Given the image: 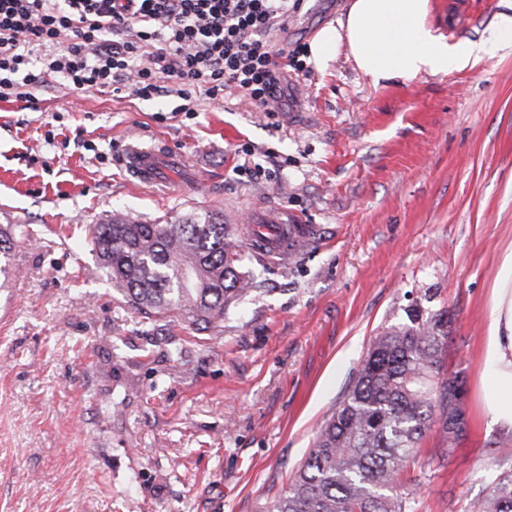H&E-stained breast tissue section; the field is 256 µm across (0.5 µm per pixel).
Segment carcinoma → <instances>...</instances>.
Instances as JSON below:
<instances>
[{
  "label": "carcinoma",
  "instance_id": "carcinoma-1",
  "mask_svg": "<svg viewBox=\"0 0 512 512\" xmlns=\"http://www.w3.org/2000/svg\"><path fill=\"white\" fill-rule=\"evenodd\" d=\"M21 228H0V276ZM112 287L149 323L181 320L219 335L224 311L252 289L241 271L240 227L224 215L195 213L167 224H143L114 212L90 229ZM373 337L353 386L320 427L313 448L268 512H417L412 490L393 492L418 463L419 444L435 422L444 442L463 431L451 407L459 379L440 376L448 311ZM478 512H512V471L492 483Z\"/></svg>",
  "mask_w": 512,
  "mask_h": 512
}]
</instances>
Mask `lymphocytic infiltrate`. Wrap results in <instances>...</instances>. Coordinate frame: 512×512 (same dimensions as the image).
Instances as JSON below:
<instances>
[{"instance_id":"obj_1","label":"lymphocytic infiltrate","mask_w":512,"mask_h":512,"mask_svg":"<svg viewBox=\"0 0 512 512\" xmlns=\"http://www.w3.org/2000/svg\"><path fill=\"white\" fill-rule=\"evenodd\" d=\"M299 0H0V101L36 88L142 100L235 95L264 112L280 101L300 50L269 38Z\"/></svg>"}]
</instances>
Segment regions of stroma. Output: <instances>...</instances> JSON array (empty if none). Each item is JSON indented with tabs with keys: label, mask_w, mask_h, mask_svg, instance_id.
Here are the masks:
<instances>
[{
	"label": "stroma",
	"mask_w": 512,
	"mask_h": 512,
	"mask_svg": "<svg viewBox=\"0 0 512 512\" xmlns=\"http://www.w3.org/2000/svg\"><path fill=\"white\" fill-rule=\"evenodd\" d=\"M350 0H301L276 48L308 51ZM503 0H431L436 35L483 42L445 75L373 82L342 48L288 71L280 108L37 89L0 101V225L26 233L0 288V512H265L353 384L373 336L407 312L449 314L443 377L464 381L466 428L447 465L410 466L418 512H477L512 469V431L478 408L486 306L512 248V43ZM172 149L164 187L121 164ZM279 208L306 242L251 259L252 291L213 338L144 323L88 246L120 210L165 223ZM185 347L166 356L170 337Z\"/></svg>",
	"instance_id": "stroma-1"
}]
</instances>
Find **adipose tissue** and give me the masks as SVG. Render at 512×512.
<instances>
[{
  "label": "adipose tissue",
  "mask_w": 512,
  "mask_h": 512,
  "mask_svg": "<svg viewBox=\"0 0 512 512\" xmlns=\"http://www.w3.org/2000/svg\"><path fill=\"white\" fill-rule=\"evenodd\" d=\"M429 12L430 0H352L344 20L313 38L311 57L321 67L348 46L358 69L380 81L445 74L485 53L482 43L451 45L435 35L427 22ZM488 316L479 407L495 426L512 429V250L501 260Z\"/></svg>",
  "instance_id": "1"
}]
</instances>
